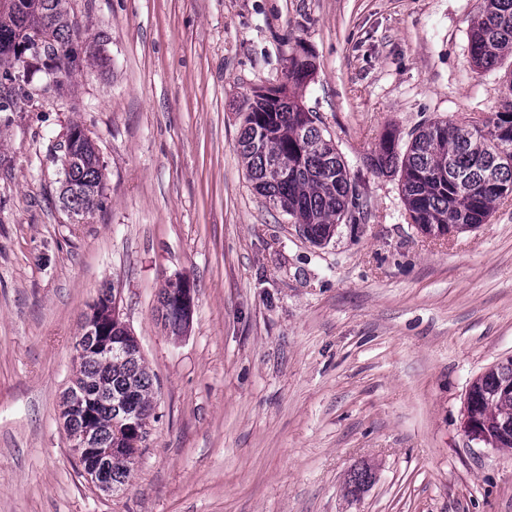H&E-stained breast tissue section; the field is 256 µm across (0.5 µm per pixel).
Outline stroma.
<instances>
[{"instance_id":"obj_1","label":"stroma","mask_w":512,"mask_h":512,"mask_svg":"<svg viewBox=\"0 0 512 512\" xmlns=\"http://www.w3.org/2000/svg\"><path fill=\"white\" fill-rule=\"evenodd\" d=\"M103 68L0 112V512H512V449L468 441L470 383L512 357V199L432 238L382 134L493 119L512 91L476 68L483 0H72ZM299 95L367 205L323 245L259 195L237 149L254 91ZM81 123L103 206L63 209L60 157ZM194 285L186 331L158 310ZM154 384L128 486L98 489L60 425L80 318L102 285ZM370 465L363 492L345 489ZM315 69L316 64L309 55L293 56L288 69V83L296 86L304 84L314 74ZM186 278L178 277L175 280L169 279L165 282L164 286L162 287L159 295V304L161 305V311H162V318H164L165 324L167 323L168 326L171 327V330L173 333L177 334L180 333L186 325H184L181 322L180 316L176 313V311L170 310V301L172 299H176L177 296L182 292L184 289L185 293V302H186V319H190L193 308H194V289L192 285L189 283ZM188 285V288H185ZM163 310L166 311V313H163Z\"/></svg>"}]
</instances>
